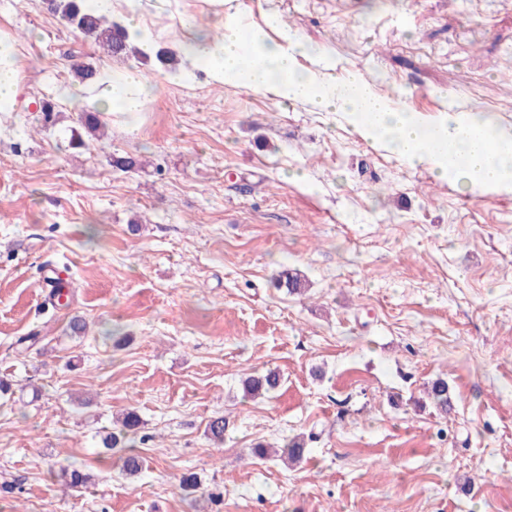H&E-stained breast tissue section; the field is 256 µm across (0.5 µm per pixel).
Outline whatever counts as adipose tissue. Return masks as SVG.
I'll return each mask as SVG.
<instances>
[{
  "label": "adipose tissue",
  "mask_w": 512,
  "mask_h": 512,
  "mask_svg": "<svg viewBox=\"0 0 512 512\" xmlns=\"http://www.w3.org/2000/svg\"><path fill=\"white\" fill-rule=\"evenodd\" d=\"M115 14L114 0H92L97 13L116 16L129 39L151 51L155 37L144 20L142 0H124ZM222 19V33L213 37L187 28L179 47L185 57L207 72L216 84L235 83L255 92L301 101L321 112H333L365 140L388 148L413 167H428L439 176L462 179L485 192L512 193V127H501L471 111H448L426 121L418 113L399 111L357 74L335 79L326 69H300L305 51L294 33L271 43L253 29L225 22V0H209ZM15 46L0 42V112L14 111L22 80L12 55ZM150 82L138 71L103 68L95 84H71L70 100L110 111H140Z\"/></svg>",
  "instance_id": "1"
}]
</instances>
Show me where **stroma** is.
I'll return each mask as SVG.
<instances>
[{"label": "stroma", "instance_id": "obj_1", "mask_svg": "<svg viewBox=\"0 0 512 512\" xmlns=\"http://www.w3.org/2000/svg\"><path fill=\"white\" fill-rule=\"evenodd\" d=\"M160 47L203 0L145 5ZM425 118L512 126V0H228ZM25 104L0 112V512H501L512 505V195L409 167L329 112L113 57L48 0H0ZM142 70V111L69 140L70 55ZM56 103L52 123L40 106ZM142 168L123 171L116 158ZM72 288L49 301L44 268ZM299 270L304 294L274 288ZM85 318L84 335L71 317ZM281 375L266 399L243 380ZM448 381L441 414L424 391ZM136 407L142 470L102 448ZM226 420L224 443L209 439ZM307 437L285 467L257 443ZM91 477L81 492L61 471ZM193 475L196 489L183 487Z\"/></svg>", "mask_w": 512, "mask_h": 512}]
</instances>
